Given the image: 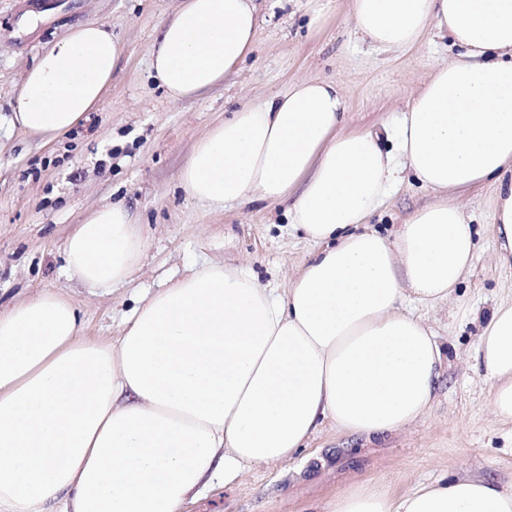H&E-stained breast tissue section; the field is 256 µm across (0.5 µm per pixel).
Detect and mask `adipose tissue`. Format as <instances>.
<instances>
[{"label": "adipose tissue", "mask_w": 512, "mask_h": 512, "mask_svg": "<svg viewBox=\"0 0 512 512\" xmlns=\"http://www.w3.org/2000/svg\"><path fill=\"white\" fill-rule=\"evenodd\" d=\"M353 16L378 49L434 34L460 52L397 126L343 132L338 84L300 79L212 128L180 175L215 210L289 202L291 224L326 248L288 288L211 263L143 302L112 343L82 336L58 292L0 311V512H181L214 480L288 459L321 420L370 436L430 408L442 350L401 306L452 299L472 267L453 194L497 183V258L512 261V0H353ZM258 26L255 0H182L151 50L167 96H201L236 72ZM120 54L105 24L67 34L26 71L15 123L56 140L103 99ZM402 166L436 199L390 240L364 224ZM144 247L130 208L102 205L69 237L66 270L107 288ZM477 360L512 424V302L482 327ZM334 512H512V486L463 478L394 497L364 483Z\"/></svg>", "instance_id": "ef3b65f1"}]
</instances>
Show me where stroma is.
Segmentation results:
<instances>
[{"instance_id":"obj_1","label":"stroma","mask_w":512,"mask_h":512,"mask_svg":"<svg viewBox=\"0 0 512 512\" xmlns=\"http://www.w3.org/2000/svg\"><path fill=\"white\" fill-rule=\"evenodd\" d=\"M179 0H0V309L49 289L79 308L82 334L109 343L141 301L189 268L219 262L280 288L320 252L288 221L286 205L264 202L216 211L190 198L179 173L198 139L230 112L285 91L303 77L337 82L343 129L397 123L450 40L425 38L408 51L377 49L355 29L352 0H331L323 27L308 24L301 0H257L254 51L203 96L174 101L150 68L151 48ZM89 22L109 26L121 45L112 84L82 124L44 143L12 121L15 94L38 55ZM495 190L460 200L477 242L470 276L451 303L405 305L435 332L446 362L425 415L383 435H351L325 420L304 448L280 463L215 483L184 512H332L338 495L368 480L402 495L459 477L512 483V426L490 408L491 387L477 365V339L496 306L512 301V267L499 264L492 232ZM436 195L403 172L370 227L395 238ZM121 201L139 217L145 250L121 284L91 289L69 276L65 246L85 213Z\"/></svg>"}]
</instances>
